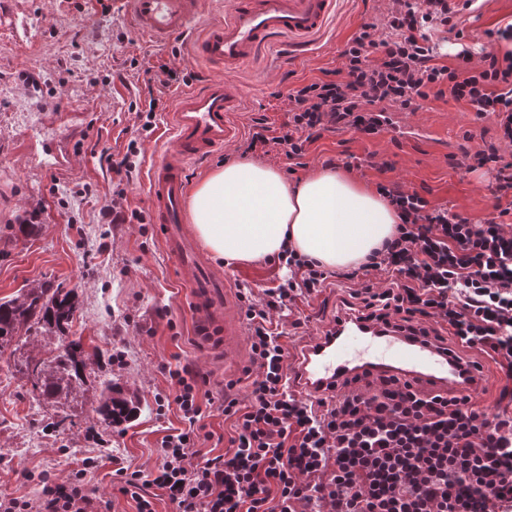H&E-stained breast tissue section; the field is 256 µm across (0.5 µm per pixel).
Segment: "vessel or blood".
Listing matches in <instances>:
<instances>
[{"label": "vessel or blood", "instance_id": "b4317fda", "mask_svg": "<svg viewBox=\"0 0 512 512\" xmlns=\"http://www.w3.org/2000/svg\"><path fill=\"white\" fill-rule=\"evenodd\" d=\"M136 28L153 39L167 40L184 33L201 11V0H125ZM339 0H232L222 21L205 25L192 43L193 53L209 64L235 72L259 59L272 43L289 52H310L334 20ZM240 97L221 80H211L183 94L173 114V139L150 171L147 191L155 223L161 227L166 252L181 264L189 290L194 333L210 340L224 332V356L232 358L242 332L230 317L224 280L202 260L182 223L187 164L223 149L234 134L233 112ZM336 335L316 351L299 359L291 375V390L312 398L348 377L394 373L409 382L421 381L438 391L458 387L448 374L451 357L432 346L344 320Z\"/></svg>", "mask_w": 512, "mask_h": 512}]
</instances>
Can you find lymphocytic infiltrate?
Instances as JSON below:
<instances>
[{
	"mask_svg": "<svg viewBox=\"0 0 512 512\" xmlns=\"http://www.w3.org/2000/svg\"><path fill=\"white\" fill-rule=\"evenodd\" d=\"M383 25L363 24L347 42L340 68L287 89L288 120L272 131L257 119L244 153L287 160L305 157L322 133L351 129L379 134L391 113L418 111L430 97L466 102L497 127L496 142L466 152L463 167L493 166L494 217L476 222L431 205L415 190L378 184L399 224L394 239L358 267L330 271L283 248L271 265L274 286L237 288L251 346L242 371L245 397L232 384L212 391L191 366L169 370L170 391L158 414L178 410L188 427L165 435L148 470L119 466L118 492L137 512H155L149 488L161 489L174 512H512V51L487 52L482 68L437 61L432 32L458 9L450 0H386ZM189 74L158 65L153 89L136 118L151 135L165 111L162 88ZM337 282L347 287L337 317L423 342L452 354L458 375L480 371L496 380L492 403L454 391L431 394L394 374L345 380L331 396L311 400L289 390L284 337H304L309 319L299 300ZM219 402L233 419L231 448L201 455L203 402ZM81 468L44 483L35 498L0 495V512H112L93 496Z\"/></svg>",
	"mask_w": 512,
	"mask_h": 512,
	"instance_id": "lymphocytic-infiltrate-1",
	"label": "lymphocytic infiltrate"
}]
</instances>
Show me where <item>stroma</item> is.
I'll list each match as a JSON object with an SVG mask.
<instances>
[{
    "label": "stroma",
    "mask_w": 512,
    "mask_h": 512,
    "mask_svg": "<svg viewBox=\"0 0 512 512\" xmlns=\"http://www.w3.org/2000/svg\"><path fill=\"white\" fill-rule=\"evenodd\" d=\"M109 2L106 13L98 0H0V298L38 280L75 290L80 306L70 334L85 349L100 352L87 373V391L116 382L138 412L131 422L111 428L94 420L84 399L65 406L47 400L20 371L25 350L1 351L6 387L0 390V494L35 497L41 476H61L101 448L131 468H152L162 438L184 426L177 412H156V395L169 389L165 365L191 364L209 373L215 388L237 361L248 358V336L240 337L233 363L225 362L223 349L201 345L194 336L188 290L176 260L162 247L157 225L104 214L119 188L125 211L151 213L146 183L170 143L169 110L181 85L164 89L168 109L158 113L153 134L142 138L140 163L130 180L120 181L104 160L141 138L131 104L147 70L165 62L193 73L197 86L227 77L243 98L233 115L241 140L255 118L265 117L274 129L286 123L282 92L340 67L347 41L361 25L380 21L384 7L382 0H341L315 53L291 58L276 45L259 64L227 75L193 58L188 39L155 41L141 35L123 0ZM479 3V9L454 17V30L433 32L442 64L457 67L465 51L471 66L481 67L490 45L487 31L512 23V0ZM392 119V126L373 137L347 130L324 133L310 146L305 167L294 173H287L286 158L273 165L294 183L326 161L340 164L351 157L359 164L354 177L368 187L392 181L452 212L472 218L492 212L490 173L466 170L458 162L476 147L465 132L493 141V123L477 119L465 102L448 95ZM33 213L41 230L27 237L18 226ZM208 264L223 276L235 313L240 310L237 284L269 287L275 277L271 265L261 261L227 266L212 257ZM161 309L168 319L158 317ZM64 414L73 427L59 436L53 424ZM32 435L38 445L29 449L25 442Z\"/></svg>",
    "instance_id": "obj_1"
}]
</instances>
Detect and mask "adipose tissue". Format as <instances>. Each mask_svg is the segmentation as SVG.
Masks as SVG:
<instances>
[{"label": "adipose tissue", "mask_w": 512, "mask_h": 512, "mask_svg": "<svg viewBox=\"0 0 512 512\" xmlns=\"http://www.w3.org/2000/svg\"><path fill=\"white\" fill-rule=\"evenodd\" d=\"M189 216L216 257L248 263L287 246L329 269L364 262L398 222L382 197L343 173L316 170L290 185L276 168L245 159L194 187Z\"/></svg>", "instance_id": "adipose-tissue-1"}]
</instances>
